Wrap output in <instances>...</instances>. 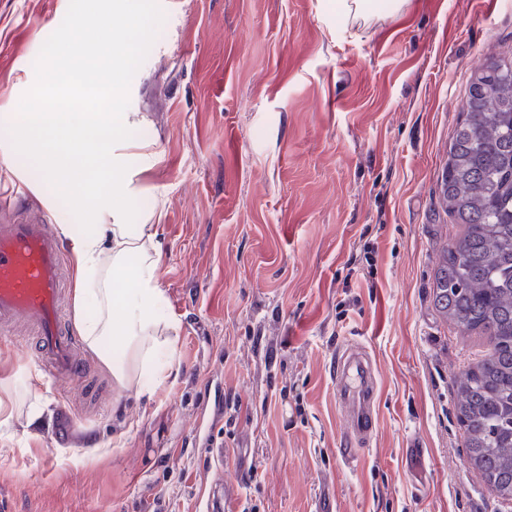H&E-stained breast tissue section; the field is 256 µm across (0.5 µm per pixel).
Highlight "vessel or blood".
<instances>
[{"label": "vessel or blood", "mask_w": 512, "mask_h": 512, "mask_svg": "<svg viewBox=\"0 0 512 512\" xmlns=\"http://www.w3.org/2000/svg\"><path fill=\"white\" fill-rule=\"evenodd\" d=\"M65 288V254L51 225L39 219L0 224V334L25 330L57 390L79 396L88 364L69 330ZM330 374L341 427L339 454L355 468L379 427L378 374L369 353L356 344L337 351Z\"/></svg>", "instance_id": "b4317fda"}]
</instances>
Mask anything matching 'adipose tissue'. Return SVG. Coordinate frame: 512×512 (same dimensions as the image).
<instances>
[{
  "instance_id": "adipose-tissue-1",
  "label": "adipose tissue",
  "mask_w": 512,
  "mask_h": 512,
  "mask_svg": "<svg viewBox=\"0 0 512 512\" xmlns=\"http://www.w3.org/2000/svg\"><path fill=\"white\" fill-rule=\"evenodd\" d=\"M128 52L122 35L80 56L71 55L69 36L57 37L45 58L68 60L75 73L71 91L47 84L40 89V107L11 121L18 142L54 193L75 209H91L94 216L93 223L78 229L60 227L74 268L77 331L119 388L149 397L175 368L180 325L165 313L158 225L127 221L133 203L129 164L116 152L113 133H128L138 125L123 111L122 87L114 79ZM87 94L107 96L108 109H73L72 100ZM85 143L93 144V152L82 151ZM107 341L112 344L108 351L102 348Z\"/></svg>"
}]
</instances>
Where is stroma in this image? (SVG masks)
Wrapping results in <instances>:
<instances>
[{"label": "stroma", "instance_id": "35a3bbf8", "mask_svg": "<svg viewBox=\"0 0 512 512\" xmlns=\"http://www.w3.org/2000/svg\"><path fill=\"white\" fill-rule=\"evenodd\" d=\"M144 2L122 76L143 122L118 148L150 158L132 170L130 221L159 227L178 376L139 397L94 358L71 403L0 340L17 401L0 512H201L218 474L232 512H512L455 417L485 340L432 302L437 253L460 235L442 167L470 75L512 59V0H405L347 24L328 0ZM82 3L0 0V117L39 106L37 57ZM11 140L0 127V190L47 223H84ZM352 341L382 396L349 469L330 365Z\"/></svg>", "mask_w": 512, "mask_h": 512}]
</instances>
